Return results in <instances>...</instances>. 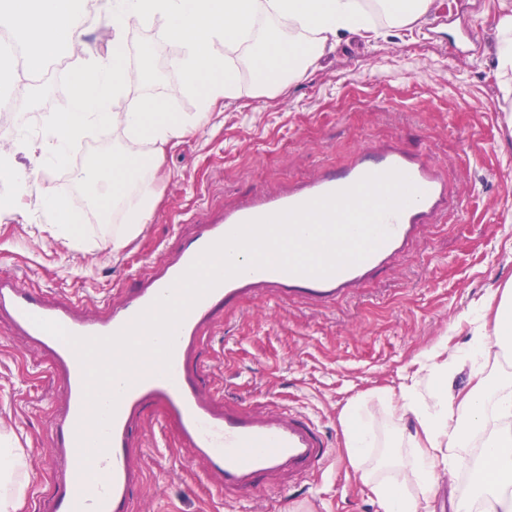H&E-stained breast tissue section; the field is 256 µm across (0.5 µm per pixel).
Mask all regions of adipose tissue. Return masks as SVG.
Listing matches in <instances>:
<instances>
[{
  "label": "adipose tissue",
  "mask_w": 512,
  "mask_h": 512,
  "mask_svg": "<svg viewBox=\"0 0 512 512\" xmlns=\"http://www.w3.org/2000/svg\"><path fill=\"white\" fill-rule=\"evenodd\" d=\"M74 0H0V27L13 30L32 45V58L52 56L69 41L81 23ZM160 19L165 36L181 52L174 66L181 75L169 94L199 93L197 112L177 115L167 111L163 100L134 102L127 111L108 108L112 95L125 84V74L113 55L78 69L71 79L67 111L48 112L41 118L39 154L33 169L45 171L63 163L71 147L89 126L121 125L127 146L95 156L92 168L79 169L74 182L101 209L124 210V224L112 236L113 250L124 247L130 234L148 223L157 205L155 194L135 193L141 141L166 146L184 134L211 121L219 100L233 98L236 77L228 60L213 52L215 43L248 45V65L253 73L281 68L277 82L286 85L305 77L309 67L325 51L333 49L343 32L358 34L373 30L370 10L363 0H109L107 23L112 29V47L121 49L123 31L133 19ZM499 41L497 66L505 94H512V0H500L494 20ZM40 206L54 222L57 237L81 247L82 214L69 198L43 196ZM470 341L452 358L433 350L423 355L420 370L426 371L431 387L418 393L408 387L401 392L400 437L412 450V462L402 481L375 483L372 492L380 512H434L429 495L442 473L471 468L474 495L457 500L455 512H512V501L499 490L512 483V376L485 377L490 344L512 342V289L500 298L488 299L466 317ZM469 370L472 386L467 392L453 389L456 375ZM346 449L353 468L374 446V434L365 422L359 404L342 413ZM23 456L0 441V512H19L29 477ZM426 488V495L408 492V481Z\"/></svg>",
  "instance_id": "ef3b65f1"
}]
</instances>
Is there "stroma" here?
<instances>
[{
  "mask_svg": "<svg viewBox=\"0 0 512 512\" xmlns=\"http://www.w3.org/2000/svg\"><path fill=\"white\" fill-rule=\"evenodd\" d=\"M499 0H432L415 23L376 21V35H345L335 50L286 88L264 86L247 67V46L213 51L239 75L237 98L222 104L216 120L166 147L153 161L144 144L139 168L158 199L152 220L121 250L112 234L119 211L98 209L71 176L90 167L94 151L120 148L122 126L92 131L71 150L68 164L32 173L27 190L0 178V271L17 276L52 299L76 297L86 310L120 302L130 280L158 262L164 249L195 230L189 216H219L258 190L277 192L317 171L347 165L364 146L396 142L424 154L448 181V212L425 225L400 261L377 273L353 298L324 309L304 299L258 304L243 298L207 324L196 361L209 392L227 401L276 404L309 416L332 450L319 470L294 484L266 480L253 495H224L180 447L177 428L151 406L135 434L142 472L134 512H378L370 481H393L411 461L398 441L389 404L417 371L419 356L440 342L449 353L465 349V316L512 283V97H503L497 72L493 17ZM80 35L60 46L58 58L73 68L109 50L105 15L77 0ZM178 44L159 22L127 27L122 67L128 75L110 109L126 111L131 99L152 100L179 82L173 67ZM69 100L46 76L30 82L21 111L29 128ZM66 193L83 212L87 250L55 237L41 212L42 196ZM50 357L0 319V434L25 451L31 485L20 512H46L55 474L50 424L61 410L62 378ZM360 402L376 434L361 471L348 461L341 415ZM368 472L362 481L360 472Z\"/></svg>",
  "mask_w": 512,
  "mask_h": 512,
  "instance_id": "1",
  "label": "stroma"
}]
</instances>
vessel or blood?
<instances>
[{
	"label": "vessel or blood",
	"instance_id": "obj_1",
	"mask_svg": "<svg viewBox=\"0 0 512 512\" xmlns=\"http://www.w3.org/2000/svg\"><path fill=\"white\" fill-rule=\"evenodd\" d=\"M390 170L405 174L421 195L386 219L389 237L365 260L327 277L273 267L250 268L219 283L190 308L178 326L169 370L143 361L114 383L118 398L104 446L90 460H83L79 434L90 413L83 366L76 352L37 327L35 318L57 322L79 337L113 335L149 309L203 251L238 226ZM448 196L447 180L425 159L399 146L370 145L343 168L320 170L282 192L257 191L219 218L197 219L195 232L136 277L121 303L105 305L99 312H85L76 298L49 300L16 277L1 274L0 315L10 320L18 335L50 353L52 367L63 379V407L51 431L54 451L63 457L65 467L54 479L49 512H133L132 492L142 477L132 459V439L144 411L154 404L163 405L176 421L180 446L191 450L206 473L219 480L225 494L248 496L260 480L272 476L293 479L319 468L329 448L310 417L273 405L256 407L217 399L202 389L204 370L194 362L199 334L216 310L245 295L258 301L299 297L322 307L355 295L376 271L393 265L416 242L423 225L441 222Z\"/></svg>",
	"mask_w": 512,
	"mask_h": 512
}]
</instances>
